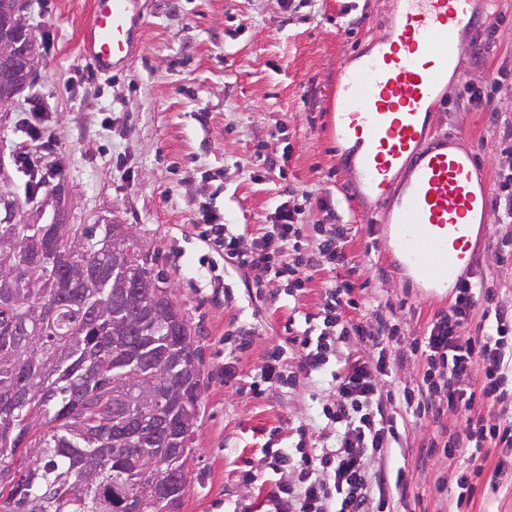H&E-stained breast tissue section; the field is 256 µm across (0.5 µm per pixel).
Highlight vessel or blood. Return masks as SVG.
<instances>
[{"instance_id": "obj_1", "label": "vessel or blood", "mask_w": 512, "mask_h": 512, "mask_svg": "<svg viewBox=\"0 0 512 512\" xmlns=\"http://www.w3.org/2000/svg\"><path fill=\"white\" fill-rule=\"evenodd\" d=\"M470 0H395L386 36L336 90V136L365 193L396 195L389 238L425 282L444 286L469 266V227L490 206L472 152L432 134L431 112L457 72L458 35L491 12ZM140 31L131 0H93L83 44L103 74L127 62Z\"/></svg>"}]
</instances>
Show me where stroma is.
I'll return each mask as SVG.
<instances>
[{
	"label": "stroma",
	"instance_id": "35a3bbf8",
	"mask_svg": "<svg viewBox=\"0 0 512 512\" xmlns=\"http://www.w3.org/2000/svg\"><path fill=\"white\" fill-rule=\"evenodd\" d=\"M92 0H31L30 18L42 45L35 85L0 121V160L24 196L29 176L17 167L16 147L56 168L51 186L68 192V221L116 219L131 225L156 256L174 302L185 312L201 354L203 388L195 439L188 458L189 487L179 512H265L270 484H251L267 444H315L320 416L331 400L325 374L305 378L288 322L303 326L317 313L328 272L304 290L286 281L225 265L200 235L211 217L237 225L246 238L261 234L277 204L311 194L302 217L308 245L317 226L348 224L346 249L359 269L357 300L377 299L397 330L387 347L394 363L389 389L397 401L413 385L426 358L412 352L451 294L414 287L382 236L388 200L362 194L358 176L340 165L344 148L332 133L341 64L386 34L393 0H135L143 17L136 51L111 74H99L81 42ZM501 23L465 33L461 77L435 107L441 135L462 133L488 183L504 157L496 148L503 126L489 105L468 101L474 86L491 103L485 73L512 72V0H497ZM43 111L31 112L32 101ZM512 225L487 215L464 277L494 289L478 302L512 311V254L503 255ZM262 290H255V283ZM285 346L290 378L255 394L250 383L267 351ZM407 423L402 451L391 460L407 484L406 500L391 498L390 512H452L466 464L442 447L462 428L450 411ZM499 449H489L465 512H512V470L494 474Z\"/></svg>",
	"mask_w": 512,
	"mask_h": 512
}]
</instances>
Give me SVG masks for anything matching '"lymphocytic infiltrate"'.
Masks as SVG:
<instances>
[{
	"label": "lymphocytic infiltrate",
	"instance_id": "1",
	"mask_svg": "<svg viewBox=\"0 0 512 512\" xmlns=\"http://www.w3.org/2000/svg\"><path fill=\"white\" fill-rule=\"evenodd\" d=\"M301 205L288 200L274 210V220L263 235L244 241L228 225L205 228L212 248L240 267L261 268L276 278H287L291 289L303 290L319 267L331 271L323 285L316 324H309L292 341L300 347L299 369L304 375L321 370L337 338L355 336L360 346L334 371L331 379L334 399L322 408L324 426L316 448L265 449L261 469L247 472V482H265L267 473H288V482H276L268 496L269 512H382L388 491L405 496L407 486L390 482L382 470H371L375 455L390 451L399 441L393 416L382 406V392L389 375L383 343L389 322L380 316L364 317L351 324L341 321L345 307L356 306L357 266L345 245L348 227L332 224L324 230L317 250L302 246L305 226ZM292 250V263H282L284 250ZM345 277H337V269ZM492 288L467 281L454 290L446 312L437 314L422 338L429 371L415 387L404 390L403 402L416 415L439 414L448 409L467 412L475 402L504 415L512 411V314L498 310L488 330L469 333L470 316L479 299L491 298ZM484 369L480 384L469 383L474 365ZM502 448L496 468H512V428L496 419L466 420L454 448L474 470H481L483 450Z\"/></svg>",
	"mask_w": 512,
	"mask_h": 512
}]
</instances>
